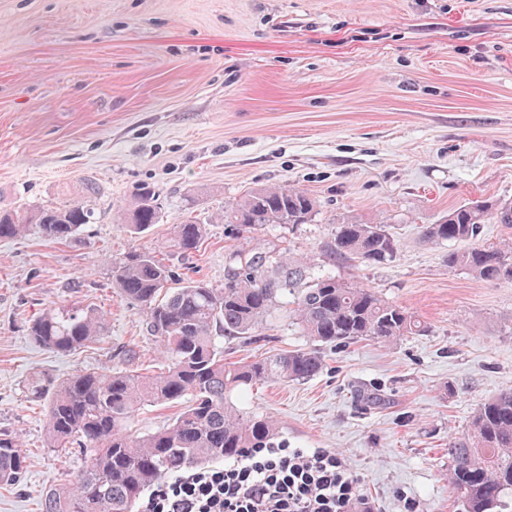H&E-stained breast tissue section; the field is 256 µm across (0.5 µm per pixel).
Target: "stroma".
I'll use <instances>...</instances> for the list:
<instances>
[{
  "mask_svg": "<svg viewBox=\"0 0 512 512\" xmlns=\"http://www.w3.org/2000/svg\"><path fill=\"white\" fill-rule=\"evenodd\" d=\"M87 179L95 221L77 241L35 227L0 240V429L26 456L0 512H40L85 465L48 447L30 371L107 370L128 354L163 369L103 265L134 249L217 286L233 251L286 249L425 322L390 345L324 348L316 377L235 402L275 420L289 447L346 458L373 512H462L448 442L512 387V284L449 267L448 244L421 230L470 200L512 201V0H0V205L59 206ZM142 184L163 220L140 238L123 213ZM277 185L315 198L311 223L243 235L225 223V206ZM188 218L207 236L182 254L171 227ZM347 222L390 225L396 259L329 264ZM72 302L107 312L103 339L64 356L33 344L29 323ZM264 334L226 340L225 359L308 345L282 308Z\"/></svg>",
  "mask_w": 512,
  "mask_h": 512,
  "instance_id": "obj_1",
  "label": "stroma"
}]
</instances>
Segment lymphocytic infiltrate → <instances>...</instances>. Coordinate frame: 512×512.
<instances>
[{"instance_id": "f902f5d3", "label": "lymphocytic infiltrate", "mask_w": 512, "mask_h": 512, "mask_svg": "<svg viewBox=\"0 0 512 512\" xmlns=\"http://www.w3.org/2000/svg\"><path fill=\"white\" fill-rule=\"evenodd\" d=\"M365 503L358 477L334 450L280 444L164 480L143 512H359Z\"/></svg>"}]
</instances>
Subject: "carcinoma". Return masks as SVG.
<instances>
[{"instance_id":"1","label":"carcinoma","mask_w":512,"mask_h":512,"mask_svg":"<svg viewBox=\"0 0 512 512\" xmlns=\"http://www.w3.org/2000/svg\"><path fill=\"white\" fill-rule=\"evenodd\" d=\"M88 195L61 207L0 209V239L24 236L31 226L57 242L75 241L94 220L92 181ZM315 200L305 191L269 186L251 191L224 208V223L242 233L267 224L299 226L312 221ZM163 219L156 192L136 189L125 213L131 233L141 235ZM512 225V202L482 200L461 205L436 224L423 226L431 244L461 243L448 251V266L488 284L512 283V242L482 244L481 225ZM173 247L198 250L206 225L186 220L171 228ZM332 262L354 259L382 265L398 255V241L386 224H341L327 243ZM221 287L199 279L176 282L170 266L149 251L135 250L106 260L112 286L145 317L167 366L159 373L137 368L84 370L63 377L34 371L26 397L44 407L49 447L79 451L86 464L69 484L46 491L41 512H131L160 479L192 466L236 456L248 448H269L278 434L269 417L247 414L231 401L243 388L279 381H304L324 367L319 347H346L360 340L393 343L419 335L426 326L375 290L334 275L313 276L307 262L282 252L237 250ZM312 342L266 357L224 361V338L260 341L259 329L278 304ZM106 315L90 306H63L35 318L27 332L44 350L60 355L86 347L107 332ZM180 404L166 426L133 437L128 423L145 405ZM448 481L466 512H493L512 495V388L486 400L466 435L448 442ZM25 455L16 436L0 430V484L20 482Z\"/></svg>"}]
</instances>
